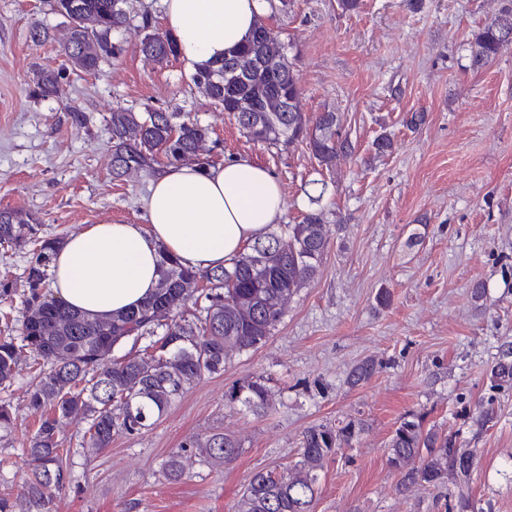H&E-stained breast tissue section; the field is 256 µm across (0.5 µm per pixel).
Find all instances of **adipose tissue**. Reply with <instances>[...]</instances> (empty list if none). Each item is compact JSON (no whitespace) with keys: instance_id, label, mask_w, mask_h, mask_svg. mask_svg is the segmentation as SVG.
Segmentation results:
<instances>
[{"instance_id":"adipose-tissue-1","label":"adipose tissue","mask_w":512,"mask_h":512,"mask_svg":"<svg viewBox=\"0 0 512 512\" xmlns=\"http://www.w3.org/2000/svg\"><path fill=\"white\" fill-rule=\"evenodd\" d=\"M163 21L185 64L198 70L242 46L263 0H162ZM285 204L266 168L241 158L153 176L141 224H93L65 238L52 268L54 296L89 316L142 304L160 279L162 254L196 270L231 266L278 223Z\"/></svg>"}]
</instances>
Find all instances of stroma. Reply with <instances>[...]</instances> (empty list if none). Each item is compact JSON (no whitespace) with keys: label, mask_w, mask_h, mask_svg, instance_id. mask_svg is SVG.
Masks as SVG:
<instances>
[{"label":"stroma","mask_w":512,"mask_h":512,"mask_svg":"<svg viewBox=\"0 0 512 512\" xmlns=\"http://www.w3.org/2000/svg\"><path fill=\"white\" fill-rule=\"evenodd\" d=\"M512 0H290L265 24L292 44L307 117L336 111L354 155L334 169L306 146L248 140L193 86L181 59L160 66L117 34L121 54L93 74L71 72L58 102L30 92L35 71L58 69L57 42L34 44L32 27L58 24L47 0H0V209L36 219L38 236H65L103 222L140 224L149 177L112 178L105 119L114 105L191 113L220 147L214 163L246 158L280 182L282 223L319 207L330 247L314 279L294 295L269 340L205 377L149 432L115 436L98 456L77 454L82 424L64 429L74 481L56 512H234L261 469L297 457L312 425L361 420L363 432L320 474L313 512H448L447 487H402L386 444L406 415L472 449L473 493L483 512H512V384L492 369L512 349V44L473 69L475 32ZM87 116L73 123L71 110ZM423 123L410 127L412 114ZM392 146L382 155L379 135ZM29 250L0 246V336H19ZM483 285L474 302L471 291ZM371 362L370 378L352 371ZM271 379L273 408L257 416L225 391L255 375ZM30 375L0 402L16 417L0 432V490L25 491L22 443L38 426ZM494 413L482 423L480 409ZM220 431L242 442L231 464H193L170 480L168 456L190 436Z\"/></svg>","instance_id":"stroma-1"}]
</instances>
